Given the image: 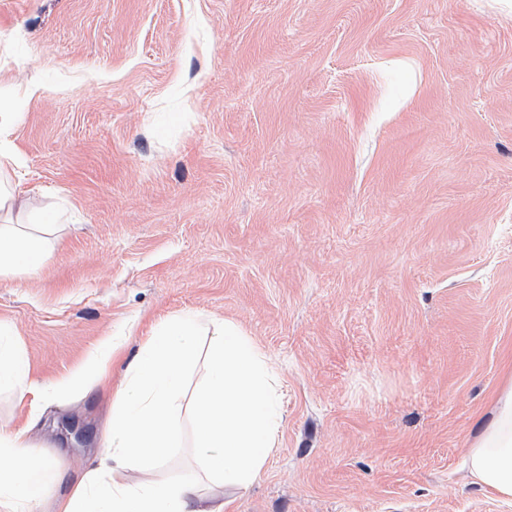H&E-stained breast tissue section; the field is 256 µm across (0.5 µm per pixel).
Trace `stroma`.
Returning a JSON list of instances; mask_svg holds the SVG:
<instances>
[{
    "label": "stroma",
    "instance_id": "stroma-1",
    "mask_svg": "<svg viewBox=\"0 0 512 512\" xmlns=\"http://www.w3.org/2000/svg\"><path fill=\"white\" fill-rule=\"evenodd\" d=\"M12 100L15 192L68 222L0 279L33 380L0 427L60 491L191 312L277 375L278 444L224 512H512L467 460L512 380V0H0ZM212 340L163 477L193 472Z\"/></svg>",
    "mask_w": 512,
    "mask_h": 512
}]
</instances>
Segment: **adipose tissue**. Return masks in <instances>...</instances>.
Returning a JSON list of instances; mask_svg holds the SVG:
<instances>
[{"label": "adipose tissue", "mask_w": 512, "mask_h": 512, "mask_svg": "<svg viewBox=\"0 0 512 512\" xmlns=\"http://www.w3.org/2000/svg\"><path fill=\"white\" fill-rule=\"evenodd\" d=\"M57 231L39 207L20 201L0 164V276L34 272ZM215 342L203 382L192 395L197 421L194 476L156 478L182 442L177 396L195 338ZM30 367L11 331L0 325V391H29ZM266 358L236 324L207 327L192 313L167 319L112 393V422L98 467L72 491L54 495L60 473L27 451L28 432L0 429V512H224V490L246 488L263 470L282 428ZM470 472L512 500V383L500 391L491 419L468 450ZM140 473L128 480L127 471Z\"/></svg>", "instance_id": "1"}]
</instances>
